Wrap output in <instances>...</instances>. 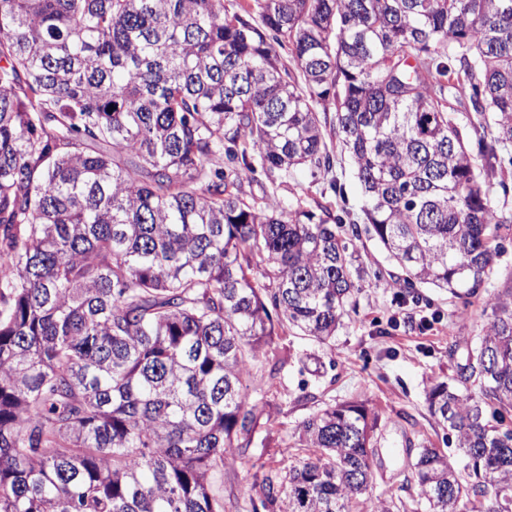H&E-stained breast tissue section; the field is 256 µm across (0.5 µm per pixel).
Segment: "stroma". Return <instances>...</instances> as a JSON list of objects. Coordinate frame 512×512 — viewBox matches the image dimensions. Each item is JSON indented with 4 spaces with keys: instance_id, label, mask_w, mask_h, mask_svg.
Wrapping results in <instances>:
<instances>
[{
    "instance_id": "obj_1",
    "label": "stroma",
    "mask_w": 512,
    "mask_h": 512,
    "mask_svg": "<svg viewBox=\"0 0 512 512\" xmlns=\"http://www.w3.org/2000/svg\"><path fill=\"white\" fill-rule=\"evenodd\" d=\"M247 197L277 192L311 206L331 200L328 181L295 171L267 178L256 172L243 181ZM361 261L368 272H382L380 283L363 289L356 308L335 336L319 343L286 331L261 350L255 378L266 384L270 420L251 448L230 453L211 489L224 499V512H251L261 495L263 472L288 466L294 449L288 440L304 418L328 404L361 401L381 416L373 462L372 491L389 492L412 505L416 488L411 464L420 448L454 454L448 433L435 422L425 401L431 382L450 377L481 335L492 313L481 299L463 304L445 290L421 288L416 298L398 303L390 287L392 266L380 247L364 241ZM281 365L269 379L273 365Z\"/></svg>"
}]
</instances>
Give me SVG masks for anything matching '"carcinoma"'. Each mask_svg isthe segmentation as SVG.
Wrapping results in <instances>:
<instances>
[{"mask_svg": "<svg viewBox=\"0 0 512 512\" xmlns=\"http://www.w3.org/2000/svg\"><path fill=\"white\" fill-rule=\"evenodd\" d=\"M259 8L0 0V512H224L210 474L264 428L260 350L335 335L365 282L357 225L241 191L306 167L345 195L326 127L406 293L469 302L512 237L487 193L512 179V0ZM483 300L426 397L456 459L419 451L413 512H512V291ZM379 421L303 420L262 508L391 512L369 493Z\"/></svg>", "mask_w": 512, "mask_h": 512, "instance_id": "cac0c4a2", "label": "carcinoma"}]
</instances>
